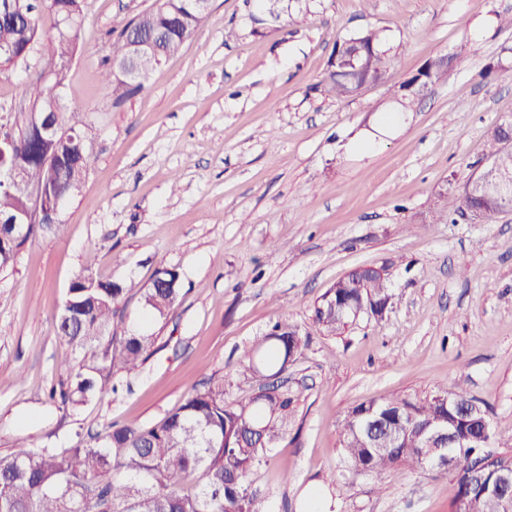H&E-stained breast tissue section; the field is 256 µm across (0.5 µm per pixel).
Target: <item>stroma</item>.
Instances as JSON below:
<instances>
[{
  "instance_id": "1",
  "label": "stroma",
  "mask_w": 512,
  "mask_h": 512,
  "mask_svg": "<svg viewBox=\"0 0 512 512\" xmlns=\"http://www.w3.org/2000/svg\"><path fill=\"white\" fill-rule=\"evenodd\" d=\"M153 3L86 0L63 122L94 127L95 159L62 211L65 236L29 239L0 270V457L20 441L71 448L115 423H158L211 376L245 397L243 351L285 320L306 338L282 375L288 430L251 475L268 512H307L315 495L329 512H450L447 473H350L340 432L361 403L457 385L490 403L494 447L512 446V210L431 221L438 194L483 168L490 131L512 120V0H278L260 34L249 0H211L195 36L113 107L107 47ZM368 27L395 54L382 81L323 94L337 41ZM443 55L451 79L401 109L394 91ZM90 258L127 287L114 322L156 342L135 373L113 375L118 392L62 409L49 387L84 354L55 319ZM384 264L382 316L316 330L338 278ZM164 268L182 293L140 323Z\"/></svg>"
}]
</instances>
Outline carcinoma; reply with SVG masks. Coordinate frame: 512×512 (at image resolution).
<instances>
[{"mask_svg": "<svg viewBox=\"0 0 512 512\" xmlns=\"http://www.w3.org/2000/svg\"><path fill=\"white\" fill-rule=\"evenodd\" d=\"M85 21V0H44L37 8L32 0H13V15L0 17V50H33L47 63L70 62L78 49V34ZM202 16L192 0H155L154 6L130 21L108 47L102 79L111 89L112 106L118 108L138 94L144 84L125 81L113 72V64L133 58L137 72L146 77L190 39ZM152 41V47L131 56V36ZM393 59L381 32L366 29L336 44L324 92L335 98L357 95L368 84L379 82ZM451 60L435 57L418 70L425 83L450 78ZM66 74L44 77L41 69H25L21 82V104L9 109L11 144L0 159L4 167L15 166L28 182L44 188L47 195L65 204L80 193L92 165L90 152H79L77 141L92 139V127L74 128L70 143L48 138L34 112H64L61 90ZM512 124L497 126L488 140V155L501 175L512 177ZM48 154L65 162L44 166ZM487 176L471 174L460 187L449 186L439 195L438 210L452 215L470 208L477 219L489 222L512 209V190L469 196L470 183ZM28 200L16 193L0 191V270L10 267L20 248L34 235H60L65 224L45 213L40 224L10 223L26 212ZM390 273L357 269L336 280L315 309V324L336 333L354 323L351 310L361 304L381 305L390 299ZM123 284L100 281L87 275L74 281L57 316V333L81 351L91 352L85 368L50 389V397L64 406L85 401L111 385L117 371L132 373L144 360L154 336L125 328L117 331L113 315ZM181 292L179 273L164 269L143 292L147 315L163 317ZM303 340L296 326L273 323L261 342L245 351L243 371L257 389L248 397L230 401L224 397V379L190 394L162 422L144 426L136 422L113 425L83 446L29 449L24 445L0 458V512H266L263 500L249 491L248 477L262 463L266 445L288 427L291 399L271 378L282 373L298 353ZM460 407L479 408L461 417L460 436L470 432V422L489 419V405L462 389H439L422 398L394 397L369 401L354 407L344 420L341 448L345 465L372 478L399 467L428 471L423 431L431 422L447 415L445 401ZM192 471L201 473V484L193 494L178 487ZM456 485L451 512H504L491 497L470 489L468 469L459 465L449 472Z\"/></svg>", "mask_w": 512, "mask_h": 512, "instance_id": "obj_1", "label": "carcinoma"}]
</instances>
